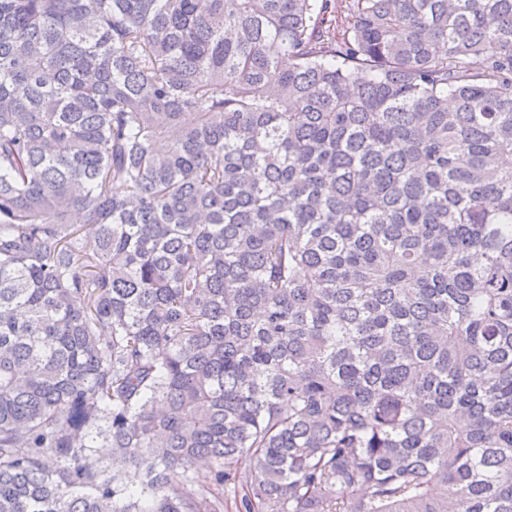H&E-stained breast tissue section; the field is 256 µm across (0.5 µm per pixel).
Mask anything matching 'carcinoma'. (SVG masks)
I'll return each instance as SVG.
<instances>
[{
	"label": "carcinoma",
	"instance_id": "obj_1",
	"mask_svg": "<svg viewBox=\"0 0 512 512\" xmlns=\"http://www.w3.org/2000/svg\"><path fill=\"white\" fill-rule=\"evenodd\" d=\"M344 2L0 0V512H512V0Z\"/></svg>",
	"mask_w": 512,
	"mask_h": 512
}]
</instances>
